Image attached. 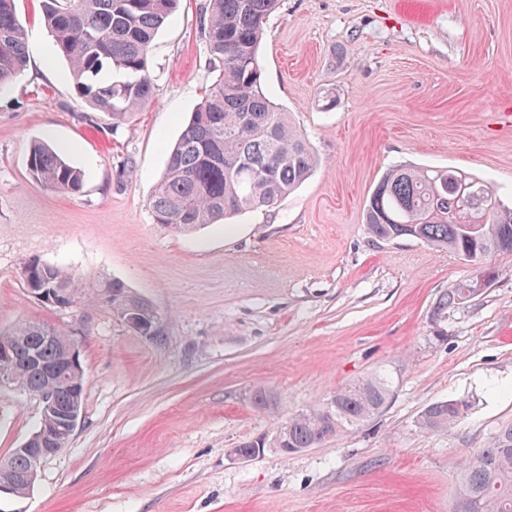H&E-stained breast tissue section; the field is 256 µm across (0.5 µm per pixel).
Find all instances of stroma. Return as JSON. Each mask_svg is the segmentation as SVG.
Instances as JSON below:
<instances>
[{
	"label": "stroma",
	"mask_w": 512,
	"mask_h": 512,
	"mask_svg": "<svg viewBox=\"0 0 512 512\" xmlns=\"http://www.w3.org/2000/svg\"><path fill=\"white\" fill-rule=\"evenodd\" d=\"M206 2L182 0L159 30L154 96L117 125L76 93L41 0H16L29 60L0 90V327L76 333L86 382L73 438L0 512H452L460 463L512 421V255L476 264L376 241L364 208L403 166L462 170L512 205V0H281L258 51L264 91L319 164L272 207L174 234L151 195L218 76ZM38 142L84 172L80 192L31 177ZM33 258L91 285L124 282L155 308L162 339L103 303L38 302L20 278ZM481 266L489 288L435 315ZM377 375L391 389L375 415L323 447L278 450L288 416ZM258 388L276 411L253 405ZM459 398L467 418L418 427L428 405ZM38 416L34 398L0 390V456ZM243 441L264 448L241 460Z\"/></svg>",
	"instance_id": "35a3bbf8"
}]
</instances>
